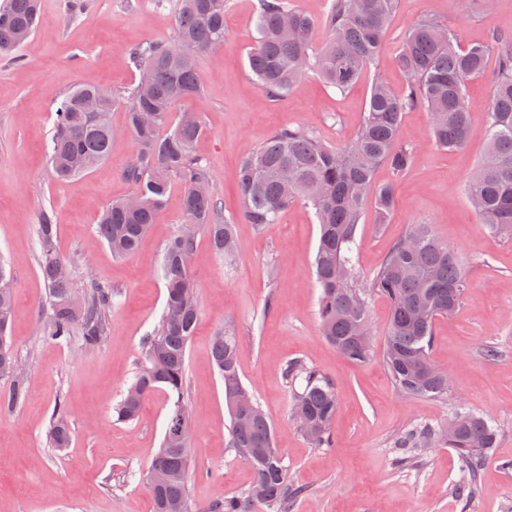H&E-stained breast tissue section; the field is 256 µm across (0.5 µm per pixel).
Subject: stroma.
I'll return each mask as SVG.
<instances>
[{
  "label": "stroma",
  "mask_w": 512,
  "mask_h": 512,
  "mask_svg": "<svg viewBox=\"0 0 512 512\" xmlns=\"http://www.w3.org/2000/svg\"><path fill=\"white\" fill-rule=\"evenodd\" d=\"M432 17L455 31L462 44L512 34V0H400L373 66L393 90L407 78L394 62L410 26ZM225 39L199 59L200 98L182 109L200 113L203 134L196 154L213 174V196L235 217L237 263L226 266L205 234L197 236L192 274L200 318L186 358L184 400L190 408L194 450L190 493L203 507L243 491L250 469L229 446L224 383L211 361L218 328L233 331L239 375L253 389L273 424L288 476L306 494L292 512H512V240L490 235L464 192L486 151L481 136L495 79V61L471 79L466 105L475 136L460 150L437 148L425 110L405 113L401 139L413 146L411 166L393 179L380 166L376 184L394 183L387 223L366 210L353 248L360 277L372 275L411 225H432L439 240L460 256L469 288L458 311L439 319L431 357L451 375L447 397L399 394L382 360L388 307L371 304L373 356L367 364L342 359L320 333L318 289L312 261L319 226L312 209L293 203L276 223L242 218L239 165L279 128L301 126L336 145L357 131L370 94L371 75L339 92L311 75L277 99L259 86L246 54L253 45L255 0H226ZM174 35V16L159 0H41V17L19 58H0V260L14 282L10 336L24 365L27 395L0 411V512H153L145 476L160 446L172 401L158 390L143 402L136 421L112 416L131 384L143 338L165 301L159 265L181 230L183 188L173 184L166 204L137 251L113 257L95 238L100 211L136 186L124 176L136 148L126 131V108L111 115L115 135L108 159L68 181L52 177L47 156L60 97L85 81L111 92L135 84L132 47ZM58 226L60 253L79 288L109 285L118 298L104 342L84 347L78 337L57 342L43 335L47 290L39 267L36 226L43 212ZM319 370L336 391L331 447L315 448L290 418L294 391L283 376L288 360ZM63 407L68 448L48 444L56 407ZM494 421L500 437L482 467L479 494L462 506L452 493L465 468L448 446L426 448L419 466L395 462L394 443L408 426L445 425L458 412Z\"/></svg>",
  "instance_id": "1"
}]
</instances>
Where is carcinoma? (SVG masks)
Instances as JSON below:
<instances>
[{
  "mask_svg": "<svg viewBox=\"0 0 512 512\" xmlns=\"http://www.w3.org/2000/svg\"><path fill=\"white\" fill-rule=\"evenodd\" d=\"M399 0H331L322 20L326 46L313 52L316 23L295 9L291 0H258L256 32L248 64L263 88L281 98L310 74L340 92L350 89L374 63ZM225 0H174V36L168 42L136 47L131 61L139 82L126 97L84 82L62 96L47 146L53 177L67 180L87 173L105 160L114 135L110 114L125 100L128 129L137 145L124 175L138 186L135 196L114 200L101 212L96 236L116 257L136 252L155 223L171 188V177L191 187L210 185L208 167L193 154L203 132L200 118L174 114L178 102L201 96L198 58L224 43ZM40 0H0V57L14 55L34 32ZM496 76L487 121L482 130L487 152L466 183L468 200L485 228L512 240V36L494 33L484 43L462 46L448 26L434 19L416 21L395 56L407 76L400 93L374 75L361 125L346 143L332 146L299 127H283L247 155L239 171L243 217L250 224H273L289 204L301 201L314 210L320 237L313 265L320 288L318 317L322 336L338 353L355 363L372 352L369 299L384 298L389 320L383 358L396 390L405 395L442 398L448 380L428 369L435 321L453 314L462 303L468 281L457 254L440 242L426 224L414 225L394 243L381 267L361 279L351 259L364 209L373 203L385 220L394 201V185H375L377 167L388 166L395 179L407 172L413 148L400 137L405 113L423 108L430 114L434 143L447 150L466 147L475 135L466 108V82L481 74L492 51ZM86 96L99 99V112L82 110ZM185 227L165 248L161 263L166 288L160 319L144 342V357L122 400L113 408L118 421L138 417L142 402L156 389L173 398L161 446L155 459L166 462L170 476L151 490L154 512H290L303 489L288 481L274 428L254 394L238 375L235 336L219 330L213 336L211 358L224 381V401L230 417V443L237 457L254 473L252 487L264 489L257 499L248 491L226 495L206 509L192 507L188 483L191 453L174 428L188 411L183 400L186 356L199 319L191 266L196 233L207 234L214 254L235 261L233 220L222 216L211 191L186 193ZM40 270L48 289L49 312L44 334L54 341L79 336L86 348L99 346L108 331L114 294L104 287L77 291L72 277L59 274L68 265L57 247V225L42 214L37 225ZM10 277L0 264V380L10 384L0 398V410L18 406L26 396L25 379L11 373L15 356L6 334L13 317ZM284 375L301 380L292 410L307 422L304 435L321 448L332 441L336 396L332 383L300 360L288 362ZM498 430L473 413L446 427L415 425L395 442L397 463H414L416 451L437 442L456 450L467 478L453 488L463 503L479 491L477 476L497 443ZM53 448H66L70 428L56 413L48 430Z\"/></svg>",
  "mask_w": 512,
  "mask_h": 512,
  "instance_id": "obj_1",
  "label": "carcinoma"
}]
</instances>
